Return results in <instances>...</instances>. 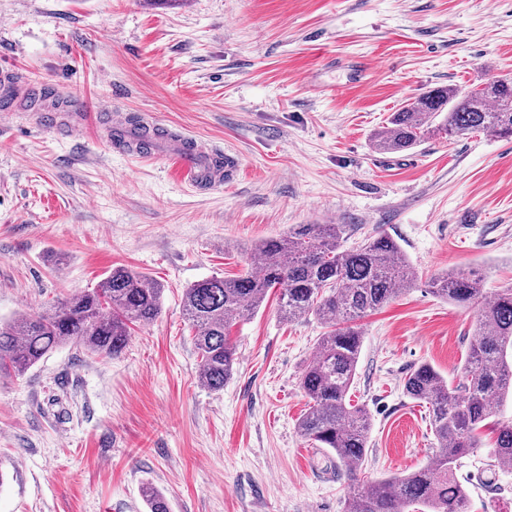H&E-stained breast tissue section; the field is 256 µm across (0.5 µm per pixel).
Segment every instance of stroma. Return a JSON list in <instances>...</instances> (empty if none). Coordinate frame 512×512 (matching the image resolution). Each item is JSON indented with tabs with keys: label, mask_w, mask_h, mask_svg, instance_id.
I'll return each instance as SVG.
<instances>
[{
	"label": "stroma",
	"mask_w": 512,
	"mask_h": 512,
	"mask_svg": "<svg viewBox=\"0 0 512 512\" xmlns=\"http://www.w3.org/2000/svg\"><path fill=\"white\" fill-rule=\"evenodd\" d=\"M1 66L49 95L0 112V318L119 267L163 293L117 357L67 345L0 376V512H147L148 484L170 512H344V467L298 432L323 325L282 319L270 290L230 327L238 361L215 392L183 314L185 288L296 224L344 225L348 248L387 234L418 273L358 320L349 395L371 418L362 482L432 461L405 377L425 363L457 382L475 313L427 282L479 268L487 292L512 286V139L434 131L383 153L371 136L429 90L512 77V0H0ZM76 98L90 115L73 137L37 124ZM145 116L232 155L223 186L188 184L167 146L115 148L113 122ZM456 475L471 512H512V469L489 448Z\"/></svg>",
	"instance_id": "stroma-1"
}]
</instances>
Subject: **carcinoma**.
Segmentation results:
<instances>
[{
  "label": "carcinoma",
  "mask_w": 512,
  "mask_h": 512,
  "mask_svg": "<svg viewBox=\"0 0 512 512\" xmlns=\"http://www.w3.org/2000/svg\"><path fill=\"white\" fill-rule=\"evenodd\" d=\"M437 119L450 137L485 131L511 139L512 84L491 80L467 92L448 86L430 90L392 113L372 135L374 147L387 153L410 150ZM344 235L341 224H298L285 236L252 246L239 275L211 276L186 288L183 311L193 331L201 383L212 391L224 389L236 364L230 327L251 317L269 290L278 288L284 318L313 316L329 327L299 379L308 409L298 430L315 446L334 451L349 472L353 488L345 512H469L456 466L481 446L483 430L493 434L497 463L512 468V422L497 419L504 400L512 398V287L487 294L477 269L430 278L432 294L475 309V338L462 378L453 386L428 364L408 373L406 394L429 405L435 459L414 472L362 484L370 417L348 397L361 348L352 323L414 287L418 276L390 236L380 233L345 249ZM161 294L148 276L118 268L98 287L50 310L1 321L0 373L19 375L64 344L115 356L128 344L132 327L159 316ZM142 494L148 512H170L154 487L145 486Z\"/></svg>",
  "instance_id": "obj_1"
}]
</instances>
